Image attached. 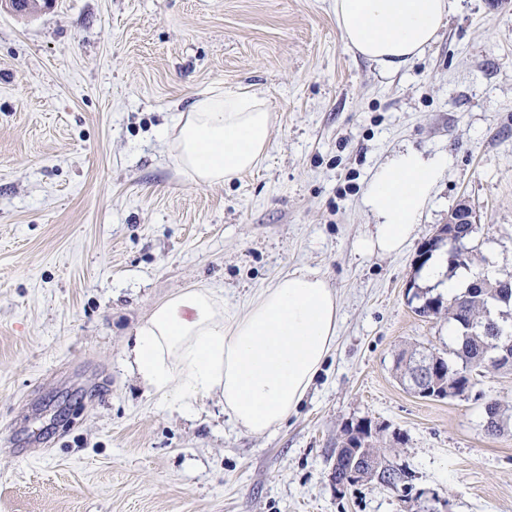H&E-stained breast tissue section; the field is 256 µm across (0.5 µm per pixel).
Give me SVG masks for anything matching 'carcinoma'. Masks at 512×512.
Wrapping results in <instances>:
<instances>
[{"label":"carcinoma","instance_id":"carcinoma-1","mask_svg":"<svg viewBox=\"0 0 512 512\" xmlns=\"http://www.w3.org/2000/svg\"><path fill=\"white\" fill-rule=\"evenodd\" d=\"M457 235L468 243L467 251L448 254V266L452 269L468 268L475 260L473 245L476 227L473 224L456 225ZM498 303L512 305V276L494 281L480 276L465 292L448 298L443 302L441 296L422 295V302L415 311L426 317L448 316V322L458 330L456 348L453 354L456 361L448 362L439 358L438 370L425 371V364L434 359L431 352L413 349L402 352L397 358L396 369L401 377L413 388L431 390L435 398L450 396L443 392V385L459 386L472 390L475 375L512 371V328L507 330L498 321L491 318L490 308ZM485 431L491 436H498L507 428V418L499 402L491 399L485 406ZM374 442L372 435L364 429L362 423L349 425L343 430L340 442L350 446H359L364 442ZM377 467L374 478L380 479L384 487L404 484L406 472L381 454H376ZM350 462V450L344 449L333 460L330 478L339 484L345 477V468Z\"/></svg>","mask_w":512,"mask_h":512}]
</instances>
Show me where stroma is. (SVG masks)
Returning <instances> with one entry per match:
<instances>
[{
	"label": "stroma",
	"mask_w": 512,
	"mask_h": 512,
	"mask_svg": "<svg viewBox=\"0 0 512 512\" xmlns=\"http://www.w3.org/2000/svg\"><path fill=\"white\" fill-rule=\"evenodd\" d=\"M332 0H50L0 9V512H512V373L423 398L405 348L447 356L446 319L414 311L419 251L467 201L473 269L512 274V0H457L438 40L385 74L348 51ZM259 97L270 145L200 184L159 136L199 93ZM454 157L398 255L361 252L362 205L394 149ZM322 276L334 350L275 432L209 398L170 409L125 363L155 305L183 288L228 310L282 274ZM379 445L406 492L329 474L345 426ZM486 424L485 431L488 435L498 436L507 428V420L501 410L499 402L495 399H490L485 406Z\"/></svg>",
	"instance_id": "35a3bbf8"
}]
</instances>
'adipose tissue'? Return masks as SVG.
<instances>
[{
    "label": "adipose tissue",
    "mask_w": 512,
    "mask_h": 512,
    "mask_svg": "<svg viewBox=\"0 0 512 512\" xmlns=\"http://www.w3.org/2000/svg\"><path fill=\"white\" fill-rule=\"evenodd\" d=\"M345 47L395 72L434 43L455 0H333ZM272 114L256 96L210 91L177 113L162 138L198 183H223L267 153ZM453 163L445 151L393 150L362 196L375 224L362 251L391 255L414 238L419 218ZM341 305L317 273L296 269L231 312L214 288L182 289L158 303L136 330L127 362L155 393L189 410L218 397L236 426L271 433L305 399L339 333Z\"/></svg>",
    "instance_id": "1"
}]
</instances>
